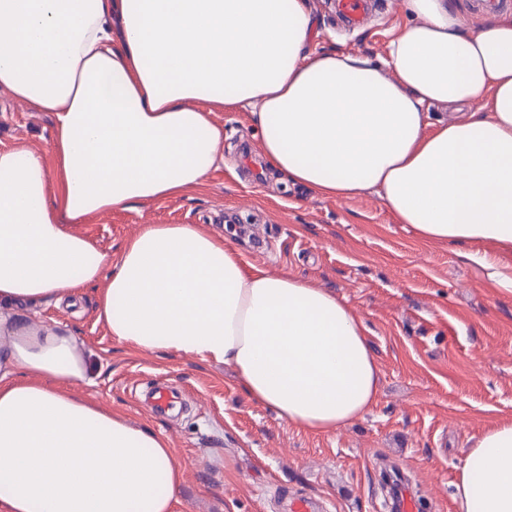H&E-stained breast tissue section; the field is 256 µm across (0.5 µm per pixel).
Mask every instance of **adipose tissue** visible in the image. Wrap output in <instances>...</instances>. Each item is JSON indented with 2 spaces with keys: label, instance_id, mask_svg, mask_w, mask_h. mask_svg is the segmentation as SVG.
<instances>
[{
  "label": "adipose tissue",
  "instance_id": "ef3b65f1",
  "mask_svg": "<svg viewBox=\"0 0 512 512\" xmlns=\"http://www.w3.org/2000/svg\"><path fill=\"white\" fill-rule=\"evenodd\" d=\"M405 2L389 78L311 50L307 0H0V86L55 118L54 167L0 149V512H176L168 441L67 393L88 376L78 337L25 315L95 284L118 341L229 366L287 425L333 434L375 402L366 328L330 289L196 224L144 225L116 259L72 232L203 183L224 130L193 101L250 107L269 166L321 196L372 190L424 240L512 248V20ZM437 105L472 111L432 127ZM453 487L457 512H512V423Z\"/></svg>",
  "mask_w": 512,
  "mask_h": 512
}]
</instances>
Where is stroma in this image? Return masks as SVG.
I'll use <instances>...</instances> for the list:
<instances>
[{
	"label": "stroma",
	"instance_id": "35a3bbf8",
	"mask_svg": "<svg viewBox=\"0 0 512 512\" xmlns=\"http://www.w3.org/2000/svg\"><path fill=\"white\" fill-rule=\"evenodd\" d=\"M335 2L309 0L312 49L383 63L410 21L405 0H373L354 28L342 25ZM214 119L224 160L198 190L92 214L75 232L116 254L141 225L199 224L270 274L333 289L367 328L381 370L375 404L333 435L289 427L244 393L231 369L117 341L98 321L90 289L78 308L42 307L32 317L78 337L91 378L70 391L170 441L183 468L178 512H288L297 494L323 500L328 512H386L388 466L405 473L419 512H456L453 482L468 449L489 427L512 422V293L472 257L511 268L512 249L424 241L372 191L321 197L268 166L248 109ZM53 127L52 113L0 88V148L51 162ZM157 384L179 394L165 415L131 396L132 387Z\"/></svg>",
	"mask_w": 512,
	"mask_h": 512
}]
</instances>
